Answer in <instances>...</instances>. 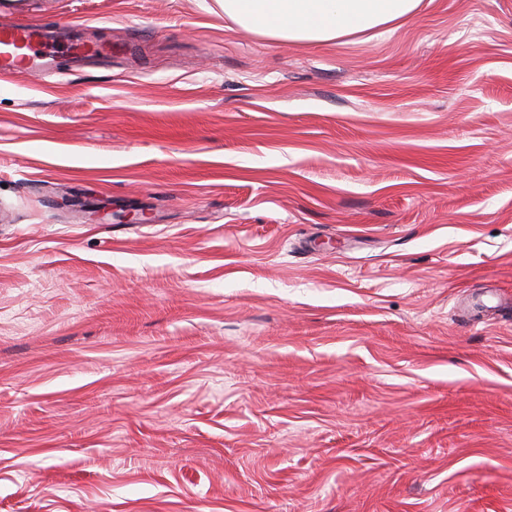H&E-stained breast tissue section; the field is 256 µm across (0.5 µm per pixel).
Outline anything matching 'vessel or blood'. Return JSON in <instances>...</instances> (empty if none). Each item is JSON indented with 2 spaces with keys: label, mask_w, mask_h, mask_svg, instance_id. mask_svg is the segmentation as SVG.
<instances>
[{
  "label": "vessel or blood",
  "mask_w": 512,
  "mask_h": 512,
  "mask_svg": "<svg viewBox=\"0 0 512 512\" xmlns=\"http://www.w3.org/2000/svg\"><path fill=\"white\" fill-rule=\"evenodd\" d=\"M111 47L62 39L25 18L13 0H0V75L50 70L56 55L83 58L111 54Z\"/></svg>",
  "instance_id": "obj_1"
}]
</instances>
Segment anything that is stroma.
Here are the masks:
<instances>
[{
  "label": "stroma",
  "instance_id": "35a3bbf8",
  "mask_svg": "<svg viewBox=\"0 0 512 512\" xmlns=\"http://www.w3.org/2000/svg\"><path fill=\"white\" fill-rule=\"evenodd\" d=\"M29 17L121 50L0 77V512H512V0ZM420 0H216L238 26L288 43L330 44L411 17Z\"/></svg>",
  "mask_w": 512,
  "mask_h": 512
}]
</instances>
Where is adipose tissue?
<instances>
[{"label":"adipose tissue","instance_id":"1","mask_svg":"<svg viewBox=\"0 0 512 512\" xmlns=\"http://www.w3.org/2000/svg\"><path fill=\"white\" fill-rule=\"evenodd\" d=\"M238 26L288 43L330 44L390 29L411 17L420 0H216Z\"/></svg>","mask_w":512,"mask_h":512}]
</instances>
